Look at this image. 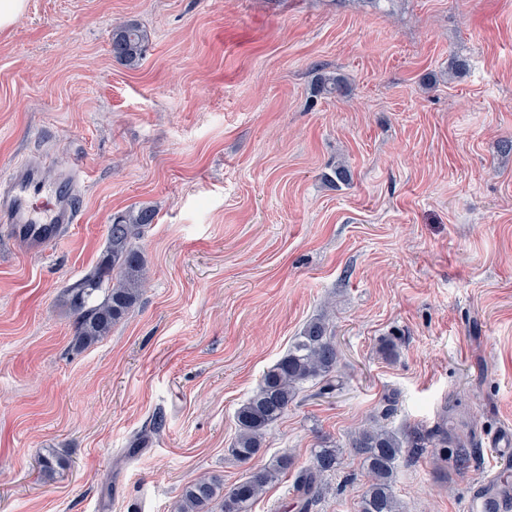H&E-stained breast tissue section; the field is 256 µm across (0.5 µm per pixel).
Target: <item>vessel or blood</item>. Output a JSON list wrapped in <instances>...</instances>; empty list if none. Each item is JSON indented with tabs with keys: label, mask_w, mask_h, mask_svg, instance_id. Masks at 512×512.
Listing matches in <instances>:
<instances>
[{
	"label": "vessel or blood",
	"mask_w": 512,
	"mask_h": 512,
	"mask_svg": "<svg viewBox=\"0 0 512 512\" xmlns=\"http://www.w3.org/2000/svg\"><path fill=\"white\" fill-rule=\"evenodd\" d=\"M78 174H49L35 158L0 171V228L34 252L55 244L70 225L79 223ZM466 512H512V469L502 468L472 488Z\"/></svg>",
	"instance_id": "b4317fda"
}]
</instances>
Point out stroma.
Masks as SVG:
<instances>
[{"mask_svg": "<svg viewBox=\"0 0 512 512\" xmlns=\"http://www.w3.org/2000/svg\"><path fill=\"white\" fill-rule=\"evenodd\" d=\"M150 37L137 66L112 31ZM340 77L320 96L313 79ZM80 167L81 223L45 254L0 240V512H176L282 453L342 450L311 512H358L349 436L405 449L403 512H464L512 431V0H28L0 30V165ZM346 165L350 183L325 173ZM150 206V285L72 346L62 302L113 214ZM328 315L335 391L306 385L251 464L235 412ZM393 342L396 354L381 347ZM161 428H154V418ZM65 464L45 476L36 460ZM148 43V33L141 26L123 24L113 30L112 55L120 62L134 66L145 54Z\"/></svg>", "mask_w": 512, "mask_h": 512, "instance_id": "35a3bbf8", "label": "stroma"}]
</instances>
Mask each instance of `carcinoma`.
I'll return each instance as SVG.
<instances>
[{"label": "carcinoma", "mask_w": 512, "mask_h": 512, "mask_svg": "<svg viewBox=\"0 0 512 512\" xmlns=\"http://www.w3.org/2000/svg\"><path fill=\"white\" fill-rule=\"evenodd\" d=\"M149 36L134 23L116 27L112 33V55L133 66L147 50ZM320 90L332 95L343 93L345 83L334 76L318 78ZM156 211L150 206L130 208L112 215L106 229V247L92 269L67 285L63 303L70 318L75 344L89 346L109 335L140 300L148 280V269L139 241L154 224ZM338 349L326 315L310 320L294 337L288 350L263 374L256 391L237 409V434L230 451L247 463L258 454L270 427L283 419L297 403L304 385L310 382L334 389ZM446 445L448 463L455 469L467 461L471 449L452 441L438 428L409 439L376 423L359 427L349 437V447L361 460L368 486L359 502V512H402L393 484L397 462L405 448H422L430 440ZM341 449L322 444L315 449L311 465L296 473L295 509L310 512L320 495L325 476L336 470ZM43 474L51 476L63 465L62 458L50 452L39 456ZM294 458L282 454L264 466L253 469L229 488L220 480L201 477L186 485L177 503V512H251L253 503L280 475L290 472Z\"/></svg>", "instance_id": "cac0c4a2"}]
</instances>
